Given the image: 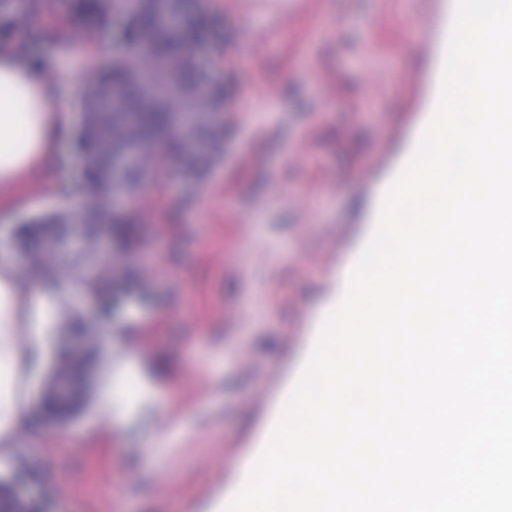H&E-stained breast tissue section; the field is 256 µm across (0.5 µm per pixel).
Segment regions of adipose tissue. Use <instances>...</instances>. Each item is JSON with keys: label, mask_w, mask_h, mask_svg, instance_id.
I'll use <instances>...</instances> for the list:
<instances>
[{"label": "adipose tissue", "mask_w": 512, "mask_h": 512, "mask_svg": "<svg viewBox=\"0 0 512 512\" xmlns=\"http://www.w3.org/2000/svg\"><path fill=\"white\" fill-rule=\"evenodd\" d=\"M75 85L74 70L56 57L36 61L0 54V187L14 185L55 159L69 129L67 100ZM7 252L0 244V456L15 450V437L34 400L32 364L67 297L66 286L48 291L21 279ZM151 400L144 378L129 362L119 381L102 390L100 408L120 429Z\"/></svg>", "instance_id": "obj_1"}]
</instances>
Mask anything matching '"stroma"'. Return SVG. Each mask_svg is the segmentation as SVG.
<instances>
[{"label": "stroma", "instance_id": "obj_1", "mask_svg": "<svg viewBox=\"0 0 512 512\" xmlns=\"http://www.w3.org/2000/svg\"><path fill=\"white\" fill-rule=\"evenodd\" d=\"M218 35L199 52L233 100L224 140L184 180L170 156L130 207L142 215L152 263H131L129 299L90 368L84 405L64 426L27 422L0 475L29 465L33 484L66 512H206L230 502L308 360L321 317L344 293L371 233L376 194L361 170L391 180L405 132L424 121L426 26L453 0H200ZM9 38L58 33L34 46L78 71L118 55L112 25L93 37L66 28L56 0L20 4ZM72 155L0 194L17 224L72 200ZM247 233H240V225ZM233 319H225V309ZM137 351L162 411L120 430L100 389Z\"/></svg>", "mask_w": 512, "mask_h": 512}]
</instances>
